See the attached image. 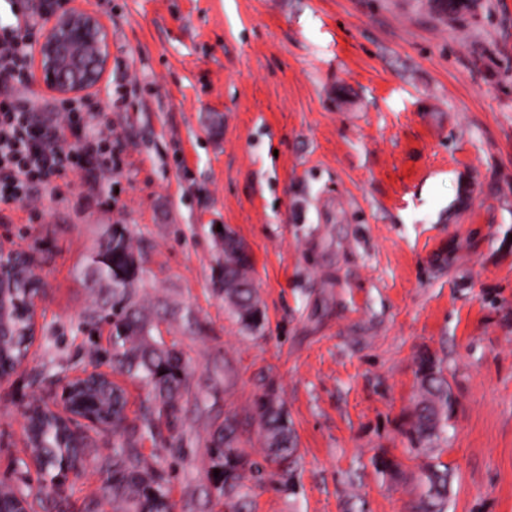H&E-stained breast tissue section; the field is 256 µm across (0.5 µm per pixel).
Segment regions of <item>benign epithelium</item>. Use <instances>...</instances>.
Instances as JSON below:
<instances>
[{
  "mask_svg": "<svg viewBox=\"0 0 512 512\" xmlns=\"http://www.w3.org/2000/svg\"><path fill=\"white\" fill-rule=\"evenodd\" d=\"M95 48L93 62L84 57V49ZM112 38L103 19L94 11L74 4L55 11L52 22L41 35L35 51V78L57 97L70 100L96 87L102 80L111 58ZM16 253L0 251V288L14 281L11 265ZM100 372L86 369L63 381L57 400L45 410L65 420L70 433L83 440L90 434L112 428V419L77 412L69 401L70 393L84 381L99 377Z\"/></svg>",
  "mask_w": 512,
  "mask_h": 512,
  "instance_id": "benign-epithelium-1",
  "label": "benign epithelium"
}]
</instances>
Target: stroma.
<instances>
[{"instance_id":"stroma-1","label":"stroma","mask_w":512,"mask_h":512,"mask_svg":"<svg viewBox=\"0 0 512 512\" xmlns=\"http://www.w3.org/2000/svg\"><path fill=\"white\" fill-rule=\"evenodd\" d=\"M112 34L90 99L112 104L119 169L89 200L60 188L11 216L0 250L44 283L36 340L0 377V483L34 512H112L114 438L92 435L62 484L27 452L29 413L96 368L135 425L149 389L114 371L112 304L90 257L115 226L143 270L155 340L188 367L176 431L138 448L175 512H225L208 475L233 418L244 512H416L410 440L422 358L454 401L446 512H512V0H77ZM230 226L252 256L262 326L224 303ZM275 390L296 447L267 458Z\"/></svg>"}]
</instances>
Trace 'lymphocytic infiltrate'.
Instances as JSON below:
<instances>
[{"mask_svg":"<svg viewBox=\"0 0 512 512\" xmlns=\"http://www.w3.org/2000/svg\"><path fill=\"white\" fill-rule=\"evenodd\" d=\"M38 24L27 14L0 26V202L27 207L78 176L108 181L116 170L112 120L100 105L22 96Z\"/></svg>","mask_w":512,"mask_h":512,"instance_id":"1","label":"lymphocytic infiltrate"}]
</instances>
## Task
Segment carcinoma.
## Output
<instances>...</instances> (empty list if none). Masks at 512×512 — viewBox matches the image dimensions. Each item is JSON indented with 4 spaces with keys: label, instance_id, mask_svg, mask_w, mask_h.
I'll use <instances>...</instances> for the list:
<instances>
[{
    "label": "carcinoma",
    "instance_id": "obj_1",
    "mask_svg": "<svg viewBox=\"0 0 512 512\" xmlns=\"http://www.w3.org/2000/svg\"><path fill=\"white\" fill-rule=\"evenodd\" d=\"M135 257L128 238L115 230L96 251L97 282L112 289V312L107 314L112 325V362L121 372L136 377L151 388L152 403L140 417V428L152 432L154 422L163 419L169 429L178 427L181 396L188 373L179 353L152 337V322L141 312L132 292V284L140 279L141 268L130 269L127 259ZM252 257L235 235L224 243L222 282L224 302L232 309L246 330L261 326L263 311L255 290ZM26 284L16 285L9 295L6 321L0 325V374H8L25 355L33 338L29 300L37 289L25 291ZM420 401L412 422L413 440L427 446L441 438L448 427L452 394L442 369L431 359L421 361ZM84 400L101 411L112 412V433L122 428L125 416L124 390L105 380L90 381L79 392ZM260 426L272 461L288 458L294 439L288 417L277 401L274 391H268L258 402ZM29 441L32 454L49 471L57 470L61 442H69L66 426L54 415L33 409L29 416ZM120 451L112 455V472L103 487V496L126 506V512H169L170 502L165 478L143 456L135 440L126 436L116 440ZM207 454L210 470L219 471L213 482L224 497L228 512H239L243 481L253 462L236 446L235 428L231 420L211 438ZM425 491L419 512H444L448 498V464L434 457L425 474ZM14 490L0 486V512H20Z\"/></svg>",
    "mask_w": 512,
    "mask_h": 512
}]
</instances>
